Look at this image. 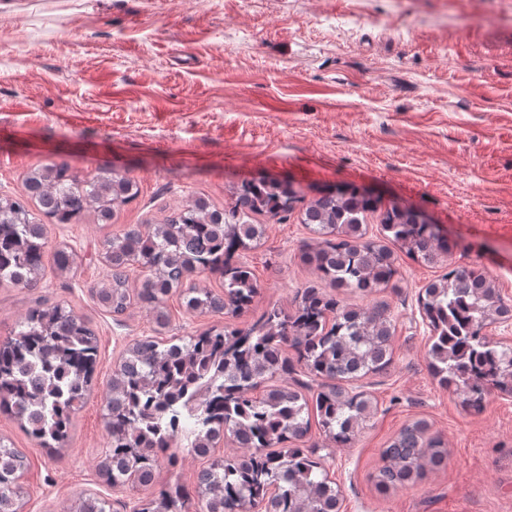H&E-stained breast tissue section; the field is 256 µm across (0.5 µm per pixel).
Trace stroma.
I'll return each instance as SVG.
<instances>
[{
  "instance_id": "35a3bbf8",
  "label": "stroma",
  "mask_w": 512,
  "mask_h": 512,
  "mask_svg": "<svg viewBox=\"0 0 512 512\" xmlns=\"http://www.w3.org/2000/svg\"><path fill=\"white\" fill-rule=\"evenodd\" d=\"M0 9V198L23 193L31 169L67 161L86 177L108 164L134 180L135 201L114 223L86 213L53 224L74 273L45 270L38 287L0 288V341L29 309L56 303L98 338L87 400L63 448L41 447L0 414V438L26 456L23 512H70L82 495L139 512L157 486H191L205 459L178 448L148 487H114L98 473L112 370L151 336L148 309L123 315L91 295L103 278V241L161 221L190 196L226 207L234 188L261 177L305 199L350 187L383 209L415 208L453 243L448 263L398 254L394 287L345 303L384 307L395 324L393 361L358 380L377 411L355 443L310 441L342 491L340 512H512V395L482 411L462 407L429 370L430 329L418 294L449 267L483 270L512 305V0H6ZM263 244L240 252L261 284L234 317L167 302V337L214 326L246 328L269 306L292 309L315 279L301 259L311 234L299 212L267 220ZM426 420L448 462L413 485L380 492L382 451L402 427Z\"/></svg>"
}]
</instances>
